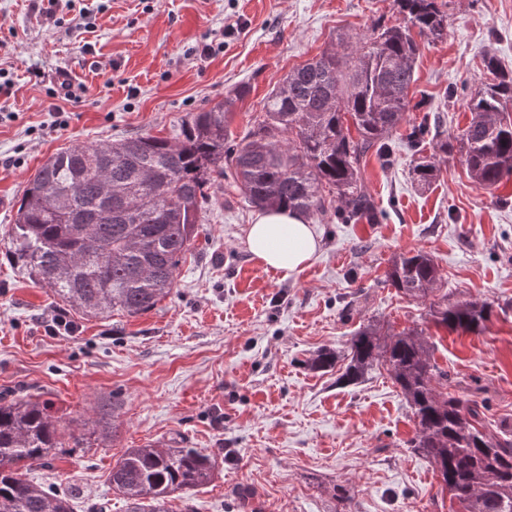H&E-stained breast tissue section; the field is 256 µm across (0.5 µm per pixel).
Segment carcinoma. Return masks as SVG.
<instances>
[{
	"instance_id": "carcinoma-1",
	"label": "carcinoma",
	"mask_w": 512,
	"mask_h": 512,
	"mask_svg": "<svg viewBox=\"0 0 512 512\" xmlns=\"http://www.w3.org/2000/svg\"><path fill=\"white\" fill-rule=\"evenodd\" d=\"M394 5L403 23H376L356 45L340 41L290 71L239 138L231 137L228 117L245 86L183 121L172 141L136 136L49 157L23 191L8 250L63 305L89 317L114 310L135 317L172 293L206 211L205 188L216 177L259 209L320 218L330 197L338 202L336 223H377L361 163L369 152L387 149L409 110L416 37L448 35V14L437 0ZM485 68L486 81L470 95L471 120L454 140L472 183L491 189L512 178V74L493 56ZM436 171L432 160L414 166L424 184ZM440 280L422 250L398 256L386 272L398 293L429 302L435 325L482 332L492 305L450 303L446 294L435 299ZM422 335L415 328L398 334L359 328L341 380L355 383L376 366L387 368L416 424L408 445L430 461L442 490L465 512H512V425L486 432L484 405L446 392L448 371L432 359ZM337 359L322 349L310 364L328 370ZM49 409L38 395L0 398V512H73L66 495L24 478L54 464L56 449L65 447ZM215 467L214 457L194 448L149 444L126 449L109 481L125 512H172L170 501L208 484Z\"/></svg>"
}]
</instances>
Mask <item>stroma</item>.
Wrapping results in <instances>:
<instances>
[{"mask_svg": "<svg viewBox=\"0 0 512 512\" xmlns=\"http://www.w3.org/2000/svg\"><path fill=\"white\" fill-rule=\"evenodd\" d=\"M445 10L447 37L419 45L406 114L427 121L433 145L468 125L486 55L512 71V0H445ZM401 20L393 0H74L52 13L0 0V198L10 200L0 209V393H43L68 431L85 432L104 408L115 426L108 441L86 432L73 462L29 480L70 495L73 512L103 499L124 512L109 483L117 458L175 442L216 460L213 481L175 512H451L408 446L412 412L386 369L347 386L308 362L323 348L346 354L360 326L419 325L450 393L485 403L487 432L512 424V181L482 189L460 154L440 153L436 179L421 184L415 155L394 140L392 164L372 154L362 164L379 223L315 221L319 252L287 276L251 257L243 240L257 210L215 179L172 295L137 317L55 303L5 246L27 181L54 153L172 138L244 84L229 121L242 136L289 71ZM63 73L79 102L53 96ZM418 249L449 301L493 304L481 334L426 323L425 303L388 285L392 260Z\"/></svg>", "mask_w": 512, "mask_h": 512, "instance_id": "stroma-1", "label": "stroma"}]
</instances>
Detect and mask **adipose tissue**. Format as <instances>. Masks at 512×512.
I'll return each instance as SVG.
<instances>
[{"instance_id":"1","label":"adipose tissue","mask_w":512,"mask_h":512,"mask_svg":"<svg viewBox=\"0 0 512 512\" xmlns=\"http://www.w3.org/2000/svg\"><path fill=\"white\" fill-rule=\"evenodd\" d=\"M245 244L259 263L288 276L300 272L320 247L307 218L285 209L257 213Z\"/></svg>"}]
</instances>
